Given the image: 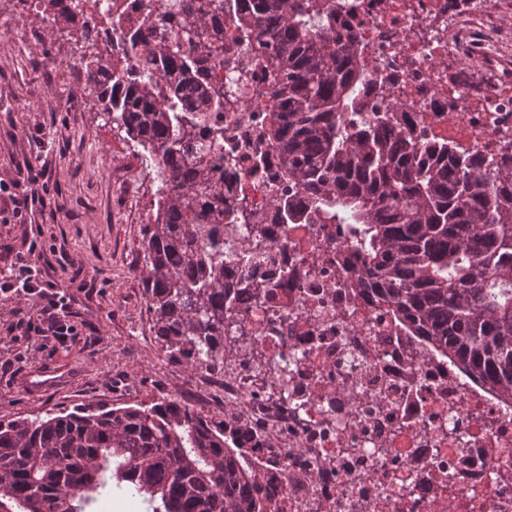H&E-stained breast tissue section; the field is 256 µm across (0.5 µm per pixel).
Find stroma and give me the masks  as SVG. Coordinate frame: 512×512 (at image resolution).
<instances>
[{"instance_id": "1", "label": "stroma", "mask_w": 512, "mask_h": 512, "mask_svg": "<svg viewBox=\"0 0 512 512\" xmlns=\"http://www.w3.org/2000/svg\"><path fill=\"white\" fill-rule=\"evenodd\" d=\"M36 171L45 181H32ZM161 179L140 146L106 127L72 35L0 0V180L39 197L24 223L0 219V275L34 264L60 285L76 328L63 343L36 335L48 314L0 293V361L10 363L0 420L89 403L194 402L191 372L158 349L140 278Z\"/></svg>"}]
</instances>
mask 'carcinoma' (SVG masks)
Masks as SVG:
<instances>
[{
    "label": "carcinoma",
    "instance_id": "cac0c4a2",
    "mask_svg": "<svg viewBox=\"0 0 512 512\" xmlns=\"http://www.w3.org/2000/svg\"><path fill=\"white\" fill-rule=\"evenodd\" d=\"M70 28L89 0H41ZM255 38L274 74L264 121L286 178L273 207L283 224L310 219L346 228L359 255L355 284L412 336L512 400V167L491 177L449 148L417 158L379 108L363 112L364 74L354 40L336 33L328 0H189L181 12L131 18L109 0L104 31L123 30L118 77L101 81L97 44L85 32L81 61L112 128L164 172L154 222L143 233L141 277L159 351L191 370L251 354L224 285V113L243 74L215 87L207 69L224 55V11ZM163 28L156 42L151 33ZM142 57L139 67L127 64ZM261 304L272 282L242 277ZM151 512H273L267 476L244 457L224 421L177 398L149 405H88L0 422V512H85L109 482Z\"/></svg>",
    "mask_w": 512,
    "mask_h": 512
}]
</instances>
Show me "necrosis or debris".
Here are the masks:
<instances>
[{
	"label": "necrosis or debris",
	"mask_w": 512,
	"mask_h": 512,
	"mask_svg": "<svg viewBox=\"0 0 512 512\" xmlns=\"http://www.w3.org/2000/svg\"><path fill=\"white\" fill-rule=\"evenodd\" d=\"M353 34L366 103L418 149L446 142L482 169L512 159V54L496 44L512 0H330ZM268 96L243 94L225 135L250 138L224 179L254 227H224L226 283L281 282L268 304L241 302L269 376L200 370L202 406L224 413L268 475L274 512H512V403L386 316L342 264L335 224H278L282 161L259 131ZM268 248L256 254L253 238Z\"/></svg>",
	"instance_id": "1"
}]
</instances>
